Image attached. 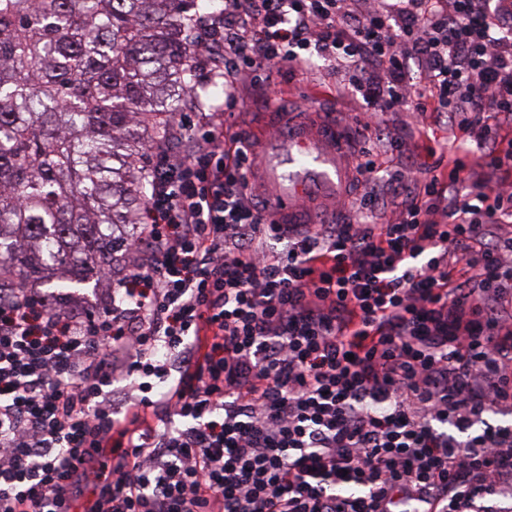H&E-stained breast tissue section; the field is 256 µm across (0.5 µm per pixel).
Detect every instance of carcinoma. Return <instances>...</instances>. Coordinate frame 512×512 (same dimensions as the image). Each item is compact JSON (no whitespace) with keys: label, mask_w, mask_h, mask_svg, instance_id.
I'll return each mask as SVG.
<instances>
[{"label":"carcinoma","mask_w":512,"mask_h":512,"mask_svg":"<svg viewBox=\"0 0 512 512\" xmlns=\"http://www.w3.org/2000/svg\"><path fill=\"white\" fill-rule=\"evenodd\" d=\"M199 0H0V289L123 269L138 160L194 92Z\"/></svg>","instance_id":"obj_1"}]
</instances>
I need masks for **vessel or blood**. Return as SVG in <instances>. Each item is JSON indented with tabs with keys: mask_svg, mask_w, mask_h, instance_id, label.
<instances>
[{
	"mask_svg": "<svg viewBox=\"0 0 512 512\" xmlns=\"http://www.w3.org/2000/svg\"><path fill=\"white\" fill-rule=\"evenodd\" d=\"M352 147L326 122L280 127L260 153L259 169L269 207L277 220L312 224L313 199L333 201L352 180Z\"/></svg>",
	"mask_w": 512,
	"mask_h": 512,
	"instance_id": "vessel-or-blood-1",
	"label": "vessel or blood"
}]
</instances>
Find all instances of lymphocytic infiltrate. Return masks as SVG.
I'll return each mask as SVG.
<instances>
[{
  "label": "lymphocytic infiltrate",
  "mask_w": 512,
  "mask_h": 512,
  "mask_svg": "<svg viewBox=\"0 0 512 512\" xmlns=\"http://www.w3.org/2000/svg\"><path fill=\"white\" fill-rule=\"evenodd\" d=\"M223 0L188 34L224 102L180 113L98 311L0 290V512H512V0ZM331 62L366 115L447 112L475 161L342 224L275 222L228 123ZM471 182L465 192L461 183ZM136 393L113 403L111 386Z\"/></svg>",
  "instance_id": "obj_1"
}]
</instances>
